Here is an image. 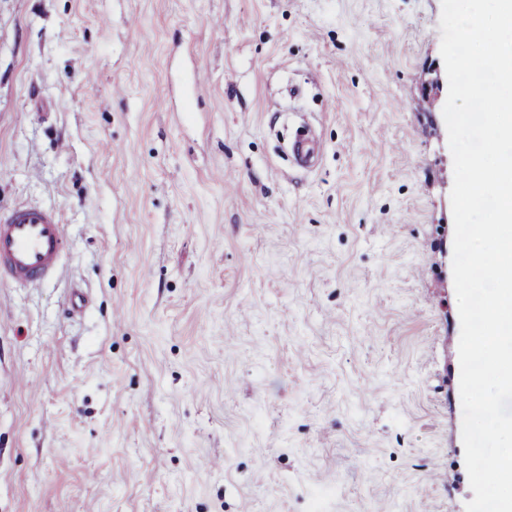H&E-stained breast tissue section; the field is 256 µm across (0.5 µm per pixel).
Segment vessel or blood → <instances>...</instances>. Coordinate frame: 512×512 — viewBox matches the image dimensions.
Instances as JSON below:
<instances>
[{
	"label": "vessel or blood",
	"instance_id": "b4317fda",
	"mask_svg": "<svg viewBox=\"0 0 512 512\" xmlns=\"http://www.w3.org/2000/svg\"><path fill=\"white\" fill-rule=\"evenodd\" d=\"M66 246L55 213L34 207L0 210V277L36 282L56 269Z\"/></svg>",
	"mask_w": 512,
	"mask_h": 512
}]
</instances>
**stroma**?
Returning <instances> with one entry per match:
<instances>
[{
  "label": "stroma",
  "instance_id": "35a3bbf8",
  "mask_svg": "<svg viewBox=\"0 0 512 512\" xmlns=\"http://www.w3.org/2000/svg\"><path fill=\"white\" fill-rule=\"evenodd\" d=\"M441 0H0V512H465ZM66 246L65 224L34 207L0 210V277L40 281L54 272Z\"/></svg>",
  "mask_w": 512,
  "mask_h": 512
}]
</instances>
